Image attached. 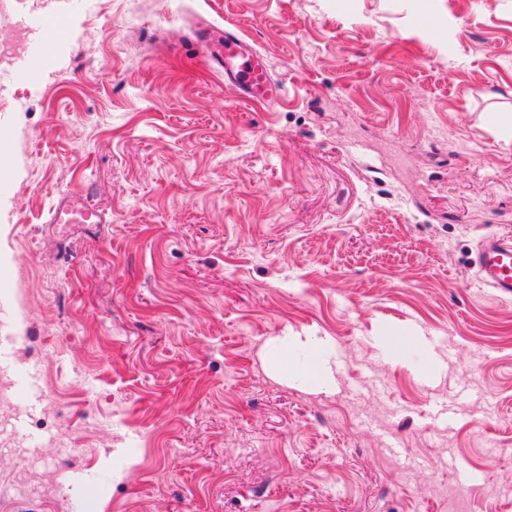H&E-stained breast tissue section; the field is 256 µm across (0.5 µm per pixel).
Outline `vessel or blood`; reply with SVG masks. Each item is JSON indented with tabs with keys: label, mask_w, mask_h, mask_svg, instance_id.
Masks as SVG:
<instances>
[{
	"label": "vessel or blood",
	"mask_w": 512,
	"mask_h": 512,
	"mask_svg": "<svg viewBox=\"0 0 512 512\" xmlns=\"http://www.w3.org/2000/svg\"><path fill=\"white\" fill-rule=\"evenodd\" d=\"M40 35L37 48L19 67L21 75L37 80L55 46L56 36L63 30L65 21L60 17L38 18L28 22ZM217 60L224 67V78L240 95L249 101L280 99L282 85L273 79L265 57L243 47L239 32L227 29ZM475 266L483 285L503 295H512V240L488 236L480 242Z\"/></svg>",
	"instance_id": "obj_1"
}]
</instances>
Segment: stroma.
I'll use <instances>...</instances> for the list:
<instances>
[{
  "label": "stroma",
  "instance_id": "1",
  "mask_svg": "<svg viewBox=\"0 0 512 512\" xmlns=\"http://www.w3.org/2000/svg\"><path fill=\"white\" fill-rule=\"evenodd\" d=\"M66 16L0 63V435L79 436L0 512H512V0H13ZM238 29L281 100L198 33ZM99 224H50L63 201ZM332 344L334 383L275 374ZM21 22L37 30L40 41L37 48L20 65L17 73L30 81H36L53 51L56 36L64 29L65 20L61 17H53L27 19ZM244 40L236 29L224 30L216 57L220 67L224 64V79L249 101H270L282 97V85L273 79L265 57L254 50L243 48ZM475 266L483 285L502 295H512V242L487 236L480 242Z\"/></svg>",
  "mask_w": 512,
  "mask_h": 512
}]
</instances>
